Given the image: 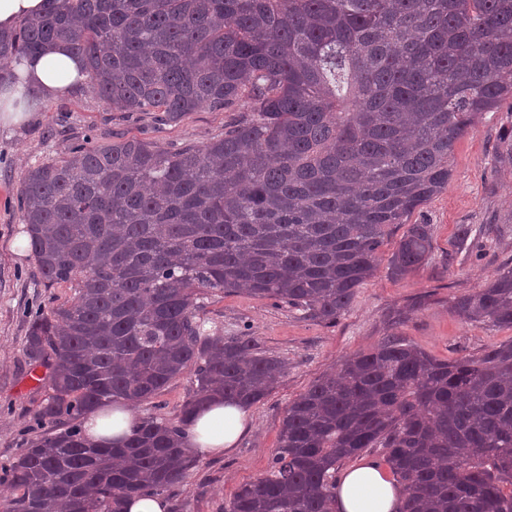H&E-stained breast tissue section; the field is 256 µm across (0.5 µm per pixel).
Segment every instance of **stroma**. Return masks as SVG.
Returning a JSON list of instances; mask_svg holds the SVG:
<instances>
[{
	"mask_svg": "<svg viewBox=\"0 0 512 512\" xmlns=\"http://www.w3.org/2000/svg\"><path fill=\"white\" fill-rule=\"evenodd\" d=\"M234 118L231 112L203 108L165 122L154 112L111 110L79 87L65 98L39 103L20 123L0 121V464L62 428L39 416L52 393L51 381L45 367L26 358L24 343L31 318L63 304L72 291L65 284L45 287L36 272L18 202L25 170L83 143L102 146L136 137L172 150L203 145ZM511 135L507 100L455 142L447 189L409 218L433 227L427 261L413 274L393 276L388 259L404 229L391 226L375 274L357 289L336 326L244 293L203 301L198 314L206 328L253 336L266 354L286 359L288 371L251 406L249 429L238 443L224 455L202 458L186 484L167 495L169 512H224L241 484L267 472L289 402L346 357L368 351L384 337H401L441 360L478 355L512 340V329L465 322L451 309L455 297L512 267V155L505 150ZM464 224L473 232L462 243L458 229ZM192 381L189 372L171 381L158 396L137 404L138 416L174 418L193 391Z\"/></svg>",
	"mask_w": 512,
	"mask_h": 512,
	"instance_id": "stroma-1",
	"label": "stroma"
}]
</instances>
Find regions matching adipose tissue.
Masks as SVG:
<instances>
[{
    "label": "adipose tissue",
    "instance_id": "1",
    "mask_svg": "<svg viewBox=\"0 0 512 512\" xmlns=\"http://www.w3.org/2000/svg\"><path fill=\"white\" fill-rule=\"evenodd\" d=\"M15 82L0 86V112L19 118L34 100L69 95L86 81L84 62L68 43L58 42L25 58L15 67ZM138 421L125 402H107L89 412L83 422L87 440L97 446L125 442ZM248 428L245 407L217 398L192 415L186 445L202 456H219L233 448ZM404 486L390 468L365 459L347 469L336 489V512H396Z\"/></svg>",
    "mask_w": 512,
    "mask_h": 512
}]
</instances>
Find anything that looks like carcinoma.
Returning <instances> with one entry per match:
<instances>
[{"mask_svg":"<svg viewBox=\"0 0 512 512\" xmlns=\"http://www.w3.org/2000/svg\"><path fill=\"white\" fill-rule=\"evenodd\" d=\"M58 40L113 110L175 121L247 103L202 146H80L20 180L36 271L73 289L24 346L52 368L40 416L68 426L4 465L7 512H123L187 482L194 412L249 407L288 371L245 333L204 330L197 300L244 291L334 326L389 226L407 225L391 274L425 263L432 226L409 216L448 188L456 140L512 98V0H45L0 33V83ZM452 311L512 329V268ZM190 367L175 418L87 442L78 417ZM369 448L407 484L398 512H512V340L439 360L388 336L344 359L288 404L270 469L224 512H335L341 466Z\"/></svg>","mask_w":512,"mask_h":512,"instance_id":"carcinoma-1","label":"carcinoma"}]
</instances>
